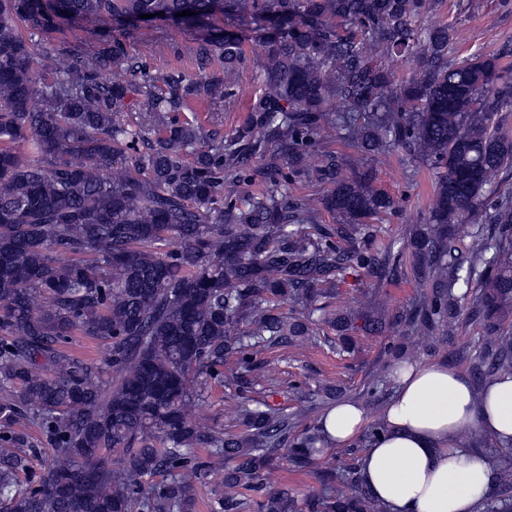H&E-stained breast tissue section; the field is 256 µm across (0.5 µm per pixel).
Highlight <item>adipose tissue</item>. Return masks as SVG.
I'll use <instances>...</instances> for the list:
<instances>
[{
    "label": "adipose tissue",
    "mask_w": 512,
    "mask_h": 512,
    "mask_svg": "<svg viewBox=\"0 0 512 512\" xmlns=\"http://www.w3.org/2000/svg\"><path fill=\"white\" fill-rule=\"evenodd\" d=\"M380 418L385 432L362 453L358 468L387 512H477L490 487L486 458L461 447L460 434L477 430L496 444L512 441V374L476 396L469 379L442 363H402ZM321 419L333 447L366 430L363 408L342 400Z\"/></svg>",
    "instance_id": "ef3b65f1"
}]
</instances>
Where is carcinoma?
I'll use <instances>...</instances> for the list:
<instances>
[{
  "mask_svg": "<svg viewBox=\"0 0 512 512\" xmlns=\"http://www.w3.org/2000/svg\"><path fill=\"white\" fill-rule=\"evenodd\" d=\"M438 0H0V498L8 512H196L210 476L224 492L209 512H384L358 468L332 462L319 491L298 498L273 480L280 461L302 469L324 443L314 410L335 396L297 388L306 406L288 413L267 397L236 407L237 434L190 417L208 381L233 358L229 386L250 384L251 349L292 344L314 314L336 332L390 336V360L412 336H454L481 321L471 371L481 386L512 373V338L498 322L512 311V135L500 112L512 106V71L492 54L448 61V28L417 22ZM206 28L193 60L229 75L242 38L214 20L260 31V97L249 119L224 136L197 118L170 116L193 96L229 104L223 81L163 70L137 80L126 41L142 14ZM69 15L97 29L122 28L112 47L59 50L52 77L35 70L32 35ZM420 48L402 84L384 64ZM112 71V81L98 74ZM340 100L346 110L332 112ZM340 129L381 164L404 149L435 177L426 223L398 252L373 246L370 220L393 199L369 169L319 149ZM261 195L224 196L245 180ZM329 185L321 198L288 195L283 169ZM339 218L318 223L320 209ZM470 228L468 253L453 241ZM412 256L420 291L391 316L382 288ZM371 279L355 312L332 308L347 276ZM470 296L458 304V293ZM289 303L284 312L281 305ZM102 342V362L59 349L74 334ZM21 418L45 430L48 459L31 469ZM306 421L294 434L291 424ZM204 448L205 458L195 455ZM490 492L480 512H512V454L485 453ZM160 474L163 480L149 478Z\"/></svg>",
  "mask_w": 512,
  "mask_h": 512,
  "instance_id": "1",
  "label": "carcinoma"
}]
</instances>
